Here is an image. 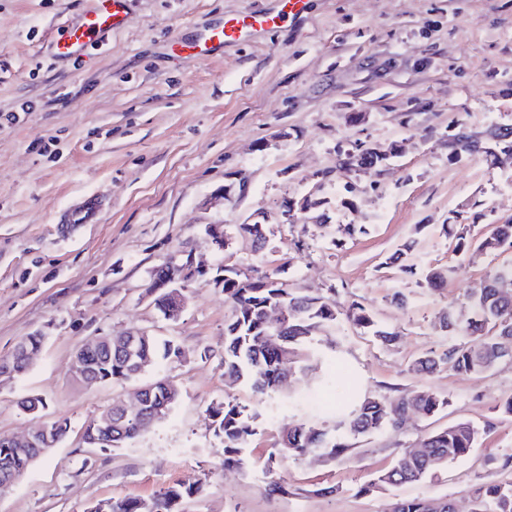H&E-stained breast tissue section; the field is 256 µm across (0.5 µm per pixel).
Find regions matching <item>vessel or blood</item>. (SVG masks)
<instances>
[{
  "mask_svg": "<svg viewBox=\"0 0 512 512\" xmlns=\"http://www.w3.org/2000/svg\"><path fill=\"white\" fill-rule=\"evenodd\" d=\"M131 4L132 0H87L77 19L57 25L56 35L50 43L53 58L75 57L88 43L105 40L112 31L121 29L127 21ZM310 4L311 0H275L273 7L268 9L228 15L222 22L203 29L194 39L175 40L174 48L181 53L206 57L216 47L248 43L305 18ZM101 215L99 196L86 194L77 206L59 216L58 231L62 237H72L80 225L96 223Z\"/></svg>",
  "mask_w": 512,
  "mask_h": 512,
  "instance_id": "vessel-or-blood-1",
  "label": "vessel or blood"
}]
</instances>
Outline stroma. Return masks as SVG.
Instances as JSON below:
<instances>
[{"mask_svg": "<svg viewBox=\"0 0 512 512\" xmlns=\"http://www.w3.org/2000/svg\"><path fill=\"white\" fill-rule=\"evenodd\" d=\"M270 2L133 0L124 28L58 61L51 23L76 16L86 0H0V357L29 333L47 336L24 375L0 380V435L69 426L0 496V512H86L194 479L203 490L181 512H390L416 497H447L468 512L484 477L512 478L502 456L512 423H499L495 410L512 397V361L467 375L411 368L446 346L436 318L467 310L470 288L493 266L477 253L459 260L443 225L460 215L482 230L512 218V159L448 160L451 122L480 137L490 125H512V0H311L305 19L256 42L204 59L172 54L174 38ZM360 141L398 150L381 172L340 166ZM86 192L106 203L100 223L60 238L59 212ZM291 199L310 206L286 208ZM257 222L271 227L259 253L236 233ZM215 224L228 236L220 252L206 234ZM348 224L367 231L348 237ZM412 238L407 260L417 270L457 266L444 290L428 291L389 264ZM189 255L358 302L401 337L383 347L343 317L299 348L305 372L273 396L227 387L223 288L185 282L175 320L146 290L155 267ZM398 290L406 306L393 303ZM143 332L186 351L145 372L172 380L180 400L126 447H91L85 426L114 402L133 403L137 386L78 383L75 352L97 336ZM420 390L448 406L356 440L333 459L275 454L290 422L331 430L337 407ZM29 394L44 399L42 413L19 410ZM227 398L255 417L243 468L224 467L207 412ZM459 421L492 430L431 477L373 487L404 448ZM275 477L288 494L268 495Z\"/></svg>", "mask_w": 512, "mask_h": 512, "instance_id": "obj_1", "label": "stroma"}]
</instances>
